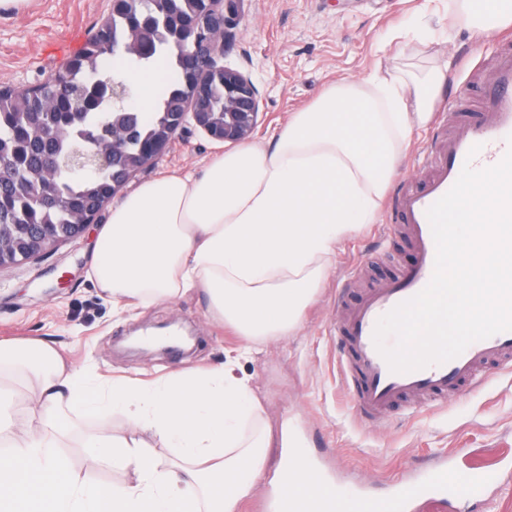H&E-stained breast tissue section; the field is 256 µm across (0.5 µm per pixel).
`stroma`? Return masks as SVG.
<instances>
[{
    "label": "stroma",
    "instance_id": "stroma-1",
    "mask_svg": "<svg viewBox=\"0 0 512 512\" xmlns=\"http://www.w3.org/2000/svg\"><path fill=\"white\" fill-rule=\"evenodd\" d=\"M110 8L109 0H32L23 11L0 14V83L26 89L45 81L85 44ZM239 13L221 62L246 74L264 100L253 135L257 142L332 84L361 83L377 70L446 67L434 110L463 109L479 94L470 66L489 70L503 35L512 36V27L503 34H477L449 16L447 0H240ZM434 127L430 121L413 129L392 193L420 176L436 142ZM225 149L186 123L169 151L133 172L123 191L163 174L194 173ZM390 203L383 198L373 223L337 241L301 324L260 343L249 359L237 360L240 336L210 316L202 292L113 311L111 299L89 277L95 235L110 214L106 207L79 240L0 269V339L48 342L69 366L104 383L150 382L236 360L237 374L250 380L261 404L245 433L290 425L313 473L338 493L381 501L401 480L426 478L444 458L453 478L480 472L485 479L442 512H512V371L494 374L443 406H422L417 396H407L374 421L356 413L342 382L337 321L368 289L413 259L406 235L382 233L383 225L396 221ZM286 459L285 450L272 449L239 512H274Z\"/></svg>",
    "mask_w": 512,
    "mask_h": 512
}]
</instances>
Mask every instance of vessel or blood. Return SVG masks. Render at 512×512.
<instances>
[{
    "label": "vessel or blood",
    "instance_id": "vessel-or-blood-1",
    "mask_svg": "<svg viewBox=\"0 0 512 512\" xmlns=\"http://www.w3.org/2000/svg\"><path fill=\"white\" fill-rule=\"evenodd\" d=\"M511 149L512 54H504L493 66L473 115L449 133L432 157L431 172L423 184L402 189L395 198V212L414 251L412 262L365 293L336 329L344 339L342 379L359 415L379 416L411 393L444 403L471 390L489 370L512 367V332L473 342L454 359L408 373L391 372L373 341L379 318L423 290L432 278L436 246L428 209L450 190L464 164L491 167ZM463 488V483L449 482L445 471L436 469L425 484L401 487L387 503L391 512H411L418 502L436 508L444 495L460 494ZM339 503V498L328 494L300 500L286 483L278 493L279 512H336Z\"/></svg>",
    "mask_w": 512,
    "mask_h": 512
}]
</instances>
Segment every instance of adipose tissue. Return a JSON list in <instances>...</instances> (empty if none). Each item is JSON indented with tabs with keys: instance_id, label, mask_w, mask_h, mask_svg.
<instances>
[{
	"instance_id": "obj_1",
	"label": "adipose tissue",
	"mask_w": 512,
	"mask_h": 512,
	"mask_svg": "<svg viewBox=\"0 0 512 512\" xmlns=\"http://www.w3.org/2000/svg\"><path fill=\"white\" fill-rule=\"evenodd\" d=\"M477 32L512 24V0H448ZM133 104L151 112L172 74L127 70ZM444 82L414 70L362 85L343 80L291 113L267 144L213 156L201 175H164L113 206L98 231L92 276L115 307H147L202 289L249 357L258 340L295 330L336 240L372 223L414 126L425 125ZM24 370L39 396L35 429L0 426V512H238L265 468L270 430L248 435L259 406L232 364L149 384L102 385L43 342L0 343V378ZM121 412L127 437L86 434L90 472L59 456L70 415ZM175 449L161 468L143 433ZM122 467L126 480L90 473Z\"/></svg>"
}]
</instances>
